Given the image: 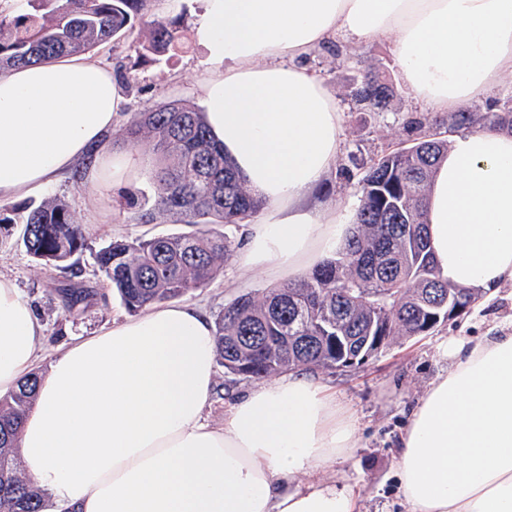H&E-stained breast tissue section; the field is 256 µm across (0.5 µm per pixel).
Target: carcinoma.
Returning a JSON list of instances; mask_svg holds the SVG:
<instances>
[{
  "label": "carcinoma",
  "instance_id": "cac0c4a2",
  "mask_svg": "<svg viewBox=\"0 0 512 512\" xmlns=\"http://www.w3.org/2000/svg\"><path fill=\"white\" fill-rule=\"evenodd\" d=\"M142 0H27L29 12H0V72L90 52L110 40H130L135 52L162 54L177 40L163 19L146 22L148 44L133 39L143 21ZM393 87L377 74L357 85L360 109L383 111ZM490 127L512 133V98L496 111L477 108L448 116V130ZM438 124L414 118L410 145L375 159L360 180L356 228L336 258L300 281L265 288L224 304L215 318L216 358L228 374L261 380L305 367L333 370L342 352L368 354V337L390 344L420 336L438 305L450 299L464 309L477 299L440 277L428 249L424 197L448 141ZM132 149L155 156L150 171L153 202L126 198L134 224H186V233L115 240L95 256L107 285L130 311L179 299L207 287L220 273L235 242L219 226L242 224L266 205L210 134L201 109L178 100L134 112L124 131ZM24 224L27 251L45 265L60 266L84 248L81 223L60 199H48L13 218L0 207V224ZM69 309L87 301L82 289L63 288ZM38 376L0 397V512H44L46 494L18 468L23 417L36 402Z\"/></svg>",
  "mask_w": 512,
  "mask_h": 512
}]
</instances>
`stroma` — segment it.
I'll list each match as a JSON object with an SVG mask.
<instances>
[{
  "instance_id": "35a3bbf8",
  "label": "stroma",
  "mask_w": 512,
  "mask_h": 512,
  "mask_svg": "<svg viewBox=\"0 0 512 512\" xmlns=\"http://www.w3.org/2000/svg\"><path fill=\"white\" fill-rule=\"evenodd\" d=\"M173 19L180 38L163 55L140 59L123 40L89 52L90 60L111 68L121 83L126 113L150 111L174 100L202 106L197 71L203 54L191 40L195 17L186 5ZM305 64L334 93L341 109L342 146L336 168L315 191L312 201L334 207L350 218L359 203L363 167L372 158L403 147L409 121L421 117L424 109L395 71L389 44L375 43L363 48L340 37L333 47L313 51ZM372 69L385 76L394 89V97L385 111L361 112L351 98V91ZM150 192L145 181L126 191L138 198ZM123 194L89 190L68 173L33 196L36 204L49 198L64 200L77 214L85 242L74 277L33 258L22 242V225L0 224V274L15 280L34 304L45 326L48 351H55L71 338L90 335L111 325L113 318L126 315L120 298L106 290L105 278L94 260L99 249L115 240L186 230L182 224L130 223ZM72 278L94 290L95 296L69 311L63 306L59 290ZM273 285L272 279L262 276L252 280L239 278L236 259L231 256L208 287L189 293L186 300L214 316L234 298ZM511 323L512 285L508 284L494 294L479 295L464 314L439 324L425 335L394 340L361 365L319 371V378L337 401L351 411L359 427L360 443L337 463L335 479L337 486L352 489L360 512H404L396 472L399 438L417 400L430 382L448 369L442 347L449 337L492 336Z\"/></svg>"
}]
</instances>
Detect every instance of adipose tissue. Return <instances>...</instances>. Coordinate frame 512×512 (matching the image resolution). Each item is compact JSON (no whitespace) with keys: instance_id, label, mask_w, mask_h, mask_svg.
I'll return each mask as SVG.
<instances>
[{"instance_id":"1","label":"adipose tissue","mask_w":512,"mask_h":512,"mask_svg":"<svg viewBox=\"0 0 512 512\" xmlns=\"http://www.w3.org/2000/svg\"><path fill=\"white\" fill-rule=\"evenodd\" d=\"M193 37L198 87L215 139L266 200L238 254L242 275L301 279L352 231L307 196L333 171L340 108L303 67L341 36L392 46L430 111L489 96L512 75V0H202ZM118 81L72 56L0 73V200L42 192L87 155L93 190L139 182L144 164L113 150ZM430 250L448 282L512 284V135L453 138L425 198ZM44 327L0 275V396L44 354ZM449 367L412 409L396 456L407 512H512V332L449 338ZM211 318L157 303L55 353L19 435L47 512H356L351 490L322 480L359 441L348 410L300 370L256 385L215 425Z\"/></svg>"}]
</instances>
